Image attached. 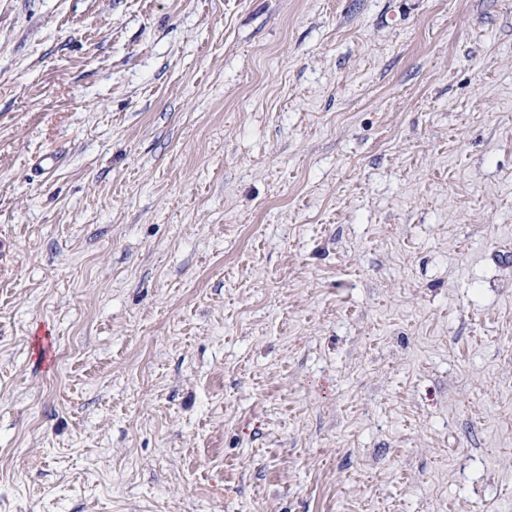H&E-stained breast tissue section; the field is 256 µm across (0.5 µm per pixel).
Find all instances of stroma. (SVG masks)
Masks as SVG:
<instances>
[{
    "label": "stroma",
    "instance_id": "35a3bbf8",
    "mask_svg": "<svg viewBox=\"0 0 512 512\" xmlns=\"http://www.w3.org/2000/svg\"><path fill=\"white\" fill-rule=\"evenodd\" d=\"M509 247L512 0H0V512H512Z\"/></svg>",
    "mask_w": 512,
    "mask_h": 512
}]
</instances>
